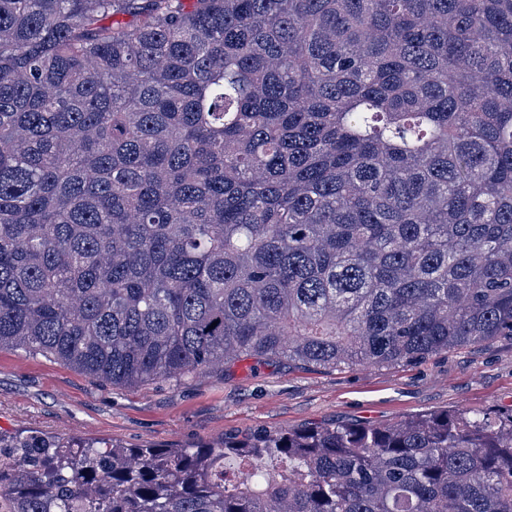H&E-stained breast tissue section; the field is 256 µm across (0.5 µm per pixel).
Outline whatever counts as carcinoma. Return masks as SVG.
Instances as JSON below:
<instances>
[{
    "label": "carcinoma",
    "instance_id": "cac0c4a2",
    "mask_svg": "<svg viewBox=\"0 0 512 512\" xmlns=\"http://www.w3.org/2000/svg\"><path fill=\"white\" fill-rule=\"evenodd\" d=\"M501 336L512 0H0V350L131 387ZM0 512H512V410L0 434Z\"/></svg>",
    "mask_w": 512,
    "mask_h": 512
}]
</instances>
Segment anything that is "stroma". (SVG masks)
Returning <instances> with one entry per match:
<instances>
[{"label":"stroma","mask_w":512,"mask_h":512,"mask_svg":"<svg viewBox=\"0 0 512 512\" xmlns=\"http://www.w3.org/2000/svg\"><path fill=\"white\" fill-rule=\"evenodd\" d=\"M512 409V338L389 367L315 369L244 358L175 383L113 386L57 360L0 351V432L184 448L257 432Z\"/></svg>","instance_id":"1"}]
</instances>
